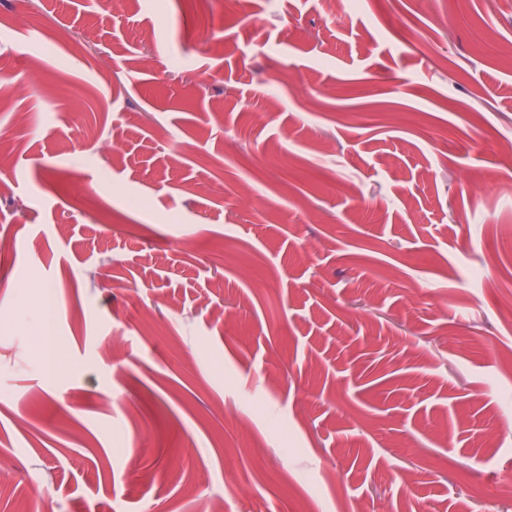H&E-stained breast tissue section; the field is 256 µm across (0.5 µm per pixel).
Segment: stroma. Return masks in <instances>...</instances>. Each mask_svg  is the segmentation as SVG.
Listing matches in <instances>:
<instances>
[{
	"label": "stroma",
	"mask_w": 512,
	"mask_h": 512,
	"mask_svg": "<svg viewBox=\"0 0 512 512\" xmlns=\"http://www.w3.org/2000/svg\"><path fill=\"white\" fill-rule=\"evenodd\" d=\"M1 70L0 512H512V0H0Z\"/></svg>",
	"instance_id": "1"
}]
</instances>
